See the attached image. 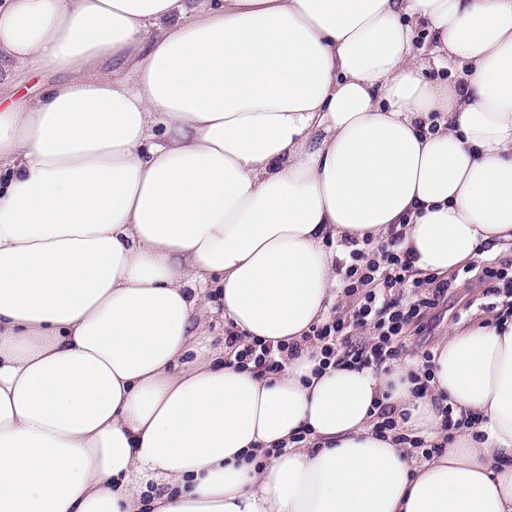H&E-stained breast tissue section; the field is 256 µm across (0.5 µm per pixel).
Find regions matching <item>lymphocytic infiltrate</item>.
I'll return each mask as SVG.
<instances>
[{
    "mask_svg": "<svg viewBox=\"0 0 512 512\" xmlns=\"http://www.w3.org/2000/svg\"><path fill=\"white\" fill-rule=\"evenodd\" d=\"M402 239V234L393 232L377 242L369 237L344 240L347 256L335 265L342 293L354 298L355 305L348 315L330 317L311 328L308 338L320 344L322 363L384 370L400 358V340L406 331L431 335L436 313L447 308L458 282L453 276L412 278L413 258L402 249ZM472 269L486 294L500 298L505 315L512 317V261L480 260ZM363 327L370 332L368 341L350 346L353 330ZM224 343L235 349L237 363L254 365L265 373L279 372L285 360L299 352L295 344L259 340L245 344L232 333Z\"/></svg>",
    "mask_w": 512,
    "mask_h": 512,
    "instance_id": "obj_1",
    "label": "lymphocytic infiltrate"
}]
</instances>
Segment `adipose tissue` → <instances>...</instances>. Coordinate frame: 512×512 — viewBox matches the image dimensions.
I'll list each match as a JSON object with an SVG mask.
<instances>
[{
    "mask_svg": "<svg viewBox=\"0 0 512 512\" xmlns=\"http://www.w3.org/2000/svg\"><path fill=\"white\" fill-rule=\"evenodd\" d=\"M0 63L63 75L0 106V512H512V320L421 397L304 340L326 241L401 232L417 277L512 242V0H0ZM213 286L300 355L213 347ZM298 352L297 343L291 345L280 343L274 347L266 341L252 340L236 352L235 360L245 367L252 362L264 373H277L283 368L285 360L288 357L297 356Z\"/></svg>",
    "mask_w": 512,
    "mask_h": 512,
    "instance_id": "ef3b65f1",
    "label": "adipose tissue"
}]
</instances>
